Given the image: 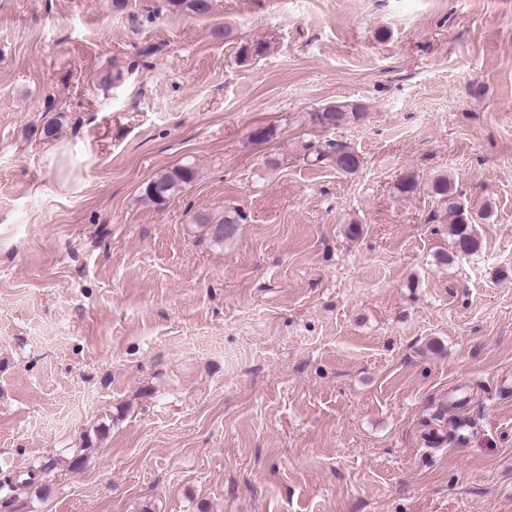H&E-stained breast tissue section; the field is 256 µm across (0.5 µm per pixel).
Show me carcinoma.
<instances>
[{"label":"carcinoma","mask_w":512,"mask_h":512,"mask_svg":"<svg viewBox=\"0 0 512 512\" xmlns=\"http://www.w3.org/2000/svg\"><path fill=\"white\" fill-rule=\"evenodd\" d=\"M164 4L169 12L184 15L207 16L212 11V0H164ZM360 115L361 112L356 106L327 105L309 114V121L328 128L356 119ZM300 155L302 159L313 165L332 163L345 173L354 172L360 164L358 156L342 144L326 151L315 143L306 141L300 145ZM196 175L197 171L191 163L165 169L143 186L142 195L146 201L161 207L177 196L185 185L193 182ZM423 188L428 189L439 204L440 211L434 213L433 220L449 224V234L452 237V250L436 253V264L445 266L453 262L458 253L465 255L477 253L480 250V242L472 227L473 218L455 197L448 177L437 176L430 183L425 184L417 173L408 172L398 180L396 186L399 193L406 195L417 193ZM243 220L244 216L237 210L224 212V217L219 220L205 214L195 217V223L206 228L205 236L217 245L233 239Z\"/></svg>","instance_id":"cac0c4a2"}]
</instances>
